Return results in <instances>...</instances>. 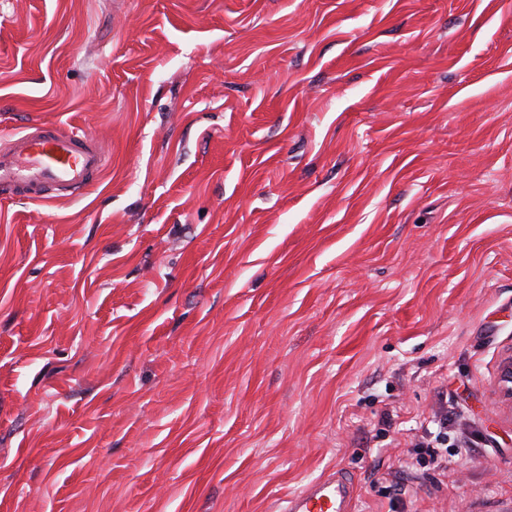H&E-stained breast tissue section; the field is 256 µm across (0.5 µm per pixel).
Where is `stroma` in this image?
I'll return each mask as SVG.
<instances>
[{
    "label": "stroma",
    "instance_id": "35a3bbf8",
    "mask_svg": "<svg viewBox=\"0 0 512 512\" xmlns=\"http://www.w3.org/2000/svg\"><path fill=\"white\" fill-rule=\"evenodd\" d=\"M33 121L108 161L0 197V512H512V0H0ZM448 410L441 412L437 418L430 421L431 428L422 436V439L417 443L418 448H425L432 460H437L439 455V448H434L433 443L445 444L448 439ZM433 429V431L431 430ZM349 482L336 472L293 496L283 512H352Z\"/></svg>",
    "mask_w": 512,
    "mask_h": 512
}]
</instances>
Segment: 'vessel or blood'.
Here are the masks:
<instances>
[{
	"instance_id": "obj_1",
	"label": "vessel or blood",
	"mask_w": 512,
	"mask_h": 512,
	"mask_svg": "<svg viewBox=\"0 0 512 512\" xmlns=\"http://www.w3.org/2000/svg\"><path fill=\"white\" fill-rule=\"evenodd\" d=\"M106 163L98 140L31 123L0 143V194L25 196L52 185L77 198ZM283 512H351L348 481L330 475L289 499Z\"/></svg>"
}]
</instances>
